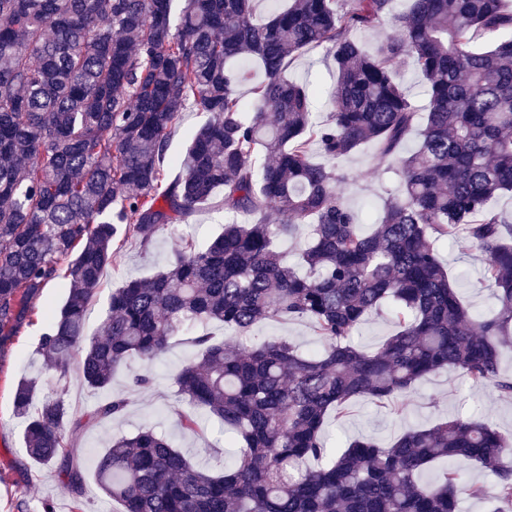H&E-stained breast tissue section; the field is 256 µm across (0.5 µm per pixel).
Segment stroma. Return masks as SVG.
<instances>
[{"label":"stroma","mask_w":512,"mask_h":512,"mask_svg":"<svg viewBox=\"0 0 512 512\" xmlns=\"http://www.w3.org/2000/svg\"><path fill=\"white\" fill-rule=\"evenodd\" d=\"M290 75L314 90V110L326 115L330 110L327 93L336 84L333 62L324 49L314 48L292 63ZM346 175L339 191L347 204L357 211L363 224L369 225L381 213L387 197L399 194L401 180L388 169L374 146L366 145L338 163ZM223 211L202 205L188 223L175 224L158 233L153 247L142 251L133 240L124 239L112 265L106 270L99 291L90 304L85 324L86 336H94L108 306L113 290L126 278L145 277L160 270L167 259L192 236L197 247H205L222 230ZM440 256L455 281L464 305L476 315L490 306V291L481 283L484 256L464 239L442 244ZM68 281L53 282L35 297L38 310L32 323L0 347V512H42L43 503H52L55 512H120L117 503L99 492L90 466L93 455L103 451L110 437L130 435L144 428L165 431L175 447L201 467L218 468L220 461H232L235 451L224 436V426L216 418L203 417L198 432L181 428L179 419L184 408L176 392L174 376L181 364L194 357L192 336L173 340L167 351L149 363L135 362L121 368L112 390L126 394L125 415L112 422H91L71 435L85 466L81 494H74L61 480L55 467L33 462L25 453L24 422L17 418L13 398L18 381L36 373L40 362L36 355L38 339L44 330L42 310L59 307L68 294ZM294 339L308 351L319 343L313 328L304 321L285 324L263 322L250 335L260 343L276 337ZM146 372L151 385L134 391L129 387L130 372ZM404 411L395 414L367 398L354 400L346 416L330 419L326 430L334 446L346 439L367 435L388 443L412 427H429L438 422L472 413L478 414L506 438L512 439V399L500 396L490 386L474 389L453 372L426 377L402 400Z\"/></svg>","instance_id":"obj_1"}]
</instances>
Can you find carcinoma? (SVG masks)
<instances>
[{
	"label": "carcinoma",
	"mask_w": 512,
	"mask_h": 512,
	"mask_svg": "<svg viewBox=\"0 0 512 512\" xmlns=\"http://www.w3.org/2000/svg\"><path fill=\"white\" fill-rule=\"evenodd\" d=\"M172 2L0 0V345L31 320L34 297L70 280L37 345L55 388L41 395L39 372L15 390L26 454L80 493L72 363L105 393L88 419L113 421L127 408L112 394L117 369L198 330V353L174 378L187 404L180 424L194 430L200 411L218 418L237 460L202 469L154 429L117 439L93 466L120 512H458L462 494L512 512V443L480 418L390 444L360 437L333 454L324 440L330 414L345 416L352 400L388 405L442 371L512 397L499 370L512 350V225L492 209L512 192V10L504 0H409L402 11L396 0H288L261 16L256 0H183L175 18ZM384 21L398 35L366 51L356 31ZM314 47L337 71L322 122L288 75ZM404 57L427 84L423 113L395 81ZM256 65L264 78L247 100L237 87ZM189 105L207 119L172 162ZM412 135L417 148L401 151ZM369 143L403 189L367 232L338 190L337 162ZM213 199L224 230L202 249L184 240L157 273L115 288L86 338L117 235L147 251ZM303 226L304 273L276 249ZM458 238L486 257L494 306L480 317L438 253ZM386 306L395 333L374 352L353 345L360 322ZM296 320L312 326L320 354L285 337L230 347L205 331L217 322L244 337L262 321ZM437 463L433 481L425 473ZM467 464L491 472L493 489L468 480Z\"/></svg>",
	"instance_id": "obj_1"
}]
</instances>
